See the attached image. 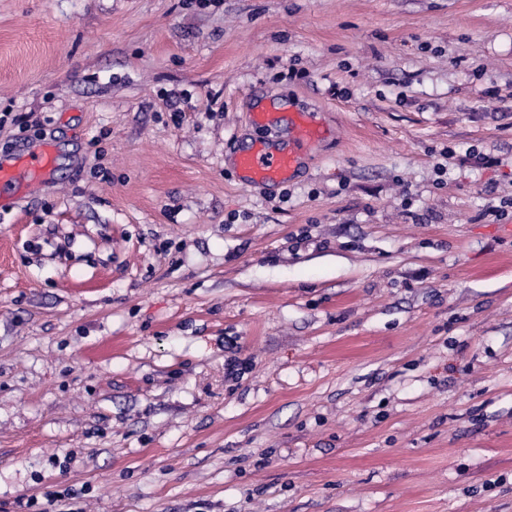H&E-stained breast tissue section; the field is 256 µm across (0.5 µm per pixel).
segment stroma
Here are the masks:
<instances>
[{"mask_svg": "<svg viewBox=\"0 0 512 512\" xmlns=\"http://www.w3.org/2000/svg\"><path fill=\"white\" fill-rule=\"evenodd\" d=\"M258 100L325 130L281 186ZM45 142L0 512H512V0H0V157ZM294 138L288 150L270 149L266 141L257 140L236 157V167L251 183L275 185L288 182L301 152L320 136V129L302 112L292 118Z\"/></svg>", "mask_w": 512, "mask_h": 512, "instance_id": "1", "label": "stroma"}]
</instances>
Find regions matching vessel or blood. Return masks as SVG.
<instances>
[{
	"label": "vessel or blood",
	"mask_w": 512,
	"mask_h": 512,
	"mask_svg": "<svg viewBox=\"0 0 512 512\" xmlns=\"http://www.w3.org/2000/svg\"><path fill=\"white\" fill-rule=\"evenodd\" d=\"M294 138L288 148L275 150L267 142L256 141L236 157V167L258 185L288 182L301 152L320 136L319 128L301 112L292 118ZM56 166L51 146L22 154L9 164H0V210L9 206L29 186L48 179Z\"/></svg>",
	"instance_id": "vessel-or-blood-1"
}]
</instances>
